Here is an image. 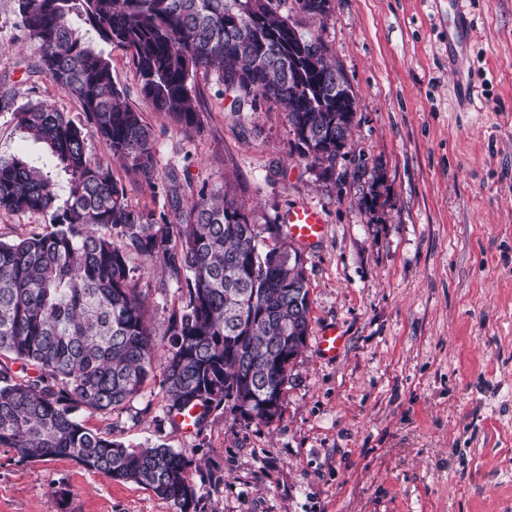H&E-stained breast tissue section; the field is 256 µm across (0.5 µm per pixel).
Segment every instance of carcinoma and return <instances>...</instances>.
<instances>
[{"mask_svg": "<svg viewBox=\"0 0 512 512\" xmlns=\"http://www.w3.org/2000/svg\"><path fill=\"white\" fill-rule=\"evenodd\" d=\"M284 0H18L40 69L74 95L90 131L64 112L0 93V111L43 144L68 175L59 185L19 156L0 158V213H38L47 224L0 241V356L38 372L19 376L0 360V447L29 461L67 457L117 481L133 482L189 512L190 461L163 444L130 449L75 416L112 412L160 370L168 413L230 406L265 394L283 408L288 366L306 345L309 285L299 253L228 194L200 191L172 213L131 208L126 189L90 154L93 134L112 157L154 185L155 138L112 79L110 60L82 28L123 47L152 110L183 128L199 121L191 77L218 72L237 111L261 98L284 105L300 156L324 176L349 145L351 84L336 94V63L304 48L324 47L281 13ZM66 199L58 204L60 191ZM144 256L180 292L167 345L153 338L130 259Z\"/></svg>", "mask_w": 512, "mask_h": 512, "instance_id": "1", "label": "carcinoma"}]
</instances>
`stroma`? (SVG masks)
<instances>
[{
    "label": "stroma",
    "instance_id": "obj_1",
    "mask_svg": "<svg viewBox=\"0 0 512 512\" xmlns=\"http://www.w3.org/2000/svg\"><path fill=\"white\" fill-rule=\"evenodd\" d=\"M281 11L322 39L354 91L350 152L329 181L299 157L282 106L232 111L216 73L201 69L192 78L200 122L185 129L143 99L122 47L96 45L152 128L159 171L176 172L181 205L228 185L262 224L299 204L324 213L322 241L299 249L311 330L288 368L281 417L244 422L224 409L186 432L170 419L158 374L124 409L77 415L124 445L182 452L194 512H512V0H468L475 35L458 61L448 0H333L314 20L293 0ZM38 64L17 0H0V91L85 123L79 101ZM88 148L133 209L169 210L163 189L97 138ZM11 156L66 180L0 112V157ZM130 265L167 344L179 293L144 257ZM332 325L347 344L328 360L317 337ZM0 512L176 509L71 459L29 462L0 447Z\"/></svg>",
    "mask_w": 512,
    "mask_h": 512
}]
</instances>
